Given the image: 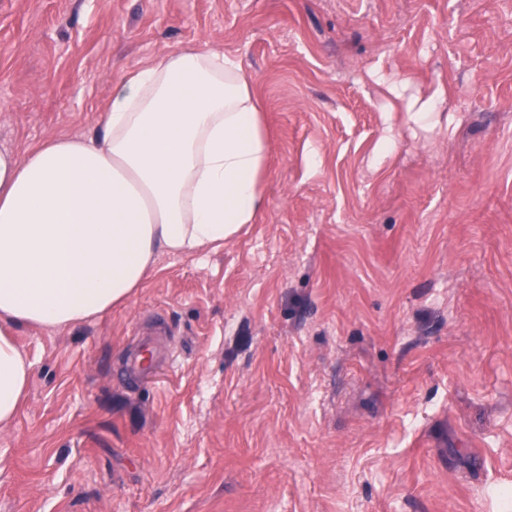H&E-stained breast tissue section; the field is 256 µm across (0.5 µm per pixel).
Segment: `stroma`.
Listing matches in <instances>:
<instances>
[{"label":"stroma","instance_id":"stroma-1","mask_svg":"<svg viewBox=\"0 0 512 512\" xmlns=\"http://www.w3.org/2000/svg\"><path fill=\"white\" fill-rule=\"evenodd\" d=\"M188 48L244 62L264 209L98 319L14 327L0 512H512V0H0V148L94 133ZM446 91L438 87L430 95L420 97L409 104L410 121L419 129L429 131L440 123L438 105L445 98Z\"/></svg>","mask_w":512,"mask_h":512}]
</instances>
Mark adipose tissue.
Masks as SVG:
<instances>
[{"label":"adipose tissue","mask_w":512,"mask_h":512,"mask_svg":"<svg viewBox=\"0 0 512 512\" xmlns=\"http://www.w3.org/2000/svg\"><path fill=\"white\" fill-rule=\"evenodd\" d=\"M263 105L240 57H156L112 88L95 136L0 150V426L31 365L12 338L129 303L166 255L223 246L265 205Z\"/></svg>","instance_id":"obj_1"}]
</instances>
